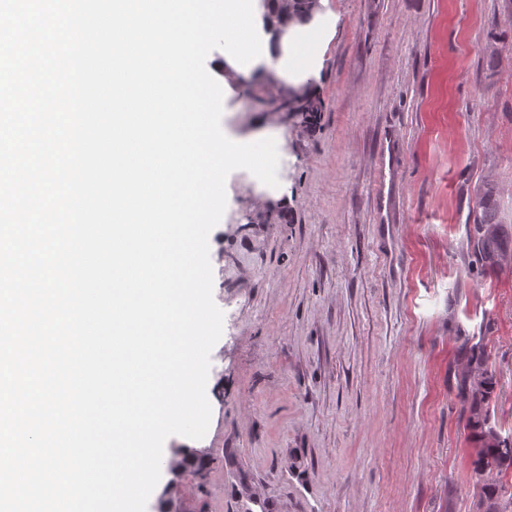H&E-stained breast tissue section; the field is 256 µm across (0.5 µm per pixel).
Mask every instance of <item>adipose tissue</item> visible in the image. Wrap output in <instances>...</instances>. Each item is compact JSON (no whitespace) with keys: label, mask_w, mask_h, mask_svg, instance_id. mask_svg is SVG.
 Returning a JSON list of instances; mask_svg holds the SVG:
<instances>
[{"label":"adipose tissue","mask_w":512,"mask_h":512,"mask_svg":"<svg viewBox=\"0 0 512 512\" xmlns=\"http://www.w3.org/2000/svg\"><path fill=\"white\" fill-rule=\"evenodd\" d=\"M262 31L268 39V58L258 69L286 83L315 86L322 56L336 32V16L324 5H315L307 19L289 16L285 0H258Z\"/></svg>","instance_id":"adipose-tissue-1"}]
</instances>
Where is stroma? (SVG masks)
<instances>
[{
    "label": "stroma",
    "instance_id": "35a3bbf8",
    "mask_svg": "<svg viewBox=\"0 0 512 512\" xmlns=\"http://www.w3.org/2000/svg\"><path fill=\"white\" fill-rule=\"evenodd\" d=\"M313 125L271 113L266 72L238 85L231 138L277 122L278 195L236 170L210 232L223 333L211 421L164 458L146 512H477L464 350L486 355L488 424L512 439V0H328ZM497 210L492 258L478 200ZM236 465H227L226 449Z\"/></svg>",
    "mask_w": 512,
    "mask_h": 512
}]
</instances>
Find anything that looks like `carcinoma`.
<instances>
[{
	"mask_svg": "<svg viewBox=\"0 0 512 512\" xmlns=\"http://www.w3.org/2000/svg\"><path fill=\"white\" fill-rule=\"evenodd\" d=\"M264 103L276 110L283 109L299 116L305 123L313 121L317 113L322 111L321 101L306 87L290 88L283 95H271L264 100ZM484 365L483 354L473 351L468 360L467 370L463 371L459 377L461 394L471 397L469 423L476 430V437L481 443L480 448L477 449L476 462L477 473L480 476L492 467L512 466V443L500 438L495 430L487 426V413L482 407L486 388L482 384L475 385L470 381L471 373L483 370ZM207 464L206 458L196 453H189L182 459L172 462V466L182 470L192 467L198 474L202 473ZM484 505L489 509H497V512H512V498L505 499L500 496L490 483L482 485L477 509H482Z\"/></svg>",
	"mask_w": 512,
	"mask_h": 512,
	"instance_id": "1",
	"label": "carcinoma"
}]
</instances>
